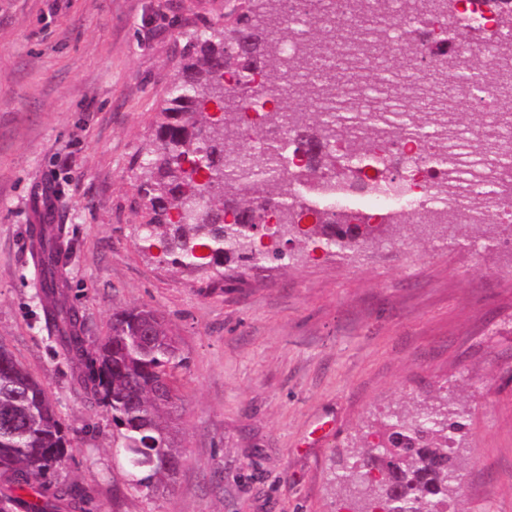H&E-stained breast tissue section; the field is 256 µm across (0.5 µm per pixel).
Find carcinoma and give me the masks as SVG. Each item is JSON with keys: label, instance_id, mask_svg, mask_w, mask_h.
<instances>
[{"label": "carcinoma", "instance_id": "obj_1", "mask_svg": "<svg viewBox=\"0 0 512 512\" xmlns=\"http://www.w3.org/2000/svg\"><path fill=\"white\" fill-rule=\"evenodd\" d=\"M448 6L450 0H429L427 8L424 0L414 2L420 15L446 13ZM330 9V0H308L307 19L299 25L281 15L279 0H239L233 21L222 33L206 29L189 37L182 75L162 109L166 121L143 161L140 186L154 213L141 240L162 246L175 268L206 273L223 266L228 257L278 266L292 260L290 252L259 248L260 237L279 232L266 224L256 231L261 200L279 208L282 226L313 219L310 227L298 231V241L305 245L319 242L352 254L363 236L381 233L379 224L358 225L366 216L348 203L336 179L345 160L335 150L327 149L317 164L288 175L271 165L276 159L285 166L288 145L249 148L238 123L237 99L227 94V76L244 92L254 74L261 73L276 111L260 113L259 125L284 127L294 135L311 129L326 143L343 136L353 142L359 169H384L376 138L423 134L446 150L443 160L453 187L466 194L476 182L479 158L467 150H448V139L470 131L466 113L438 111L448 79L461 83L474 70L473 62L464 61L451 77L435 68L414 76L411 68L419 52L384 48L375 24L365 41L383 49L384 63L367 58L338 74L322 67L315 54L335 53V26L327 21ZM231 30L246 37L240 55L230 54L225 45ZM288 40L297 45L292 57L281 49ZM313 94L321 95L316 109L294 110L295 100ZM212 105L222 112L218 120L210 115ZM197 158L206 161V182H194L183 169L182 163ZM203 194L212 199L208 211L174 220L191 211ZM39 218L32 254L41 267L39 297L48 337L59 348L85 404L110 412L123 430L121 449L132 468L143 473L136 485L153 492L180 466L163 421L180 400L174 371L183 358L177 341L154 310L135 307L113 313L112 334L89 350L83 314L58 276L63 227L44 211ZM465 420L464 408L448 404L446 395L407 411L389 410L380 421L378 442L355 448L353 462L336 473V482L364 489L368 512H448V493L458 481L452 455L464 436ZM70 447L43 387L0 344V512H57L62 500L76 508L88 503L91 496L85 488L46 485ZM394 490L402 502H392Z\"/></svg>", "mask_w": 512, "mask_h": 512}]
</instances>
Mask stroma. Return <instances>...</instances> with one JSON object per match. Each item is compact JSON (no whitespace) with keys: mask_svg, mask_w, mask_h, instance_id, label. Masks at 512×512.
<instances>
[{"mask_svg":"<svg viewBox=\"0 0 512 512\" xmlns=\"http://www.w3.org/2000/svg\"><path fill=\"white\" fill-rule=\"evenodd\" d=\"M230 0H0V344L42 384L72 446L52 477L84 512H360L334 475L386 411L465 386L448 512H512L511 230L410 224L354 254L220 276L145 249L141 162L194 31ZM60 193L64 266L89 343L146 305L186 362L171 432L181 465L137 487L105 410L88 408L43 328L34 192Z\"/></svg>","mask_w":512,"mask_h":512,"instance_id":"1","label":"stroma"}]
</instances>
